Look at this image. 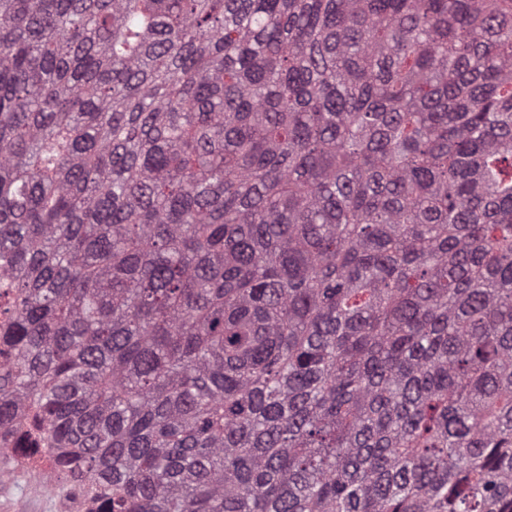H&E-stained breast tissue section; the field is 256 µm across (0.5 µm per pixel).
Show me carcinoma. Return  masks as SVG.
Wrapping results in <instances>:
<instances>
[{
    "instance_id": "1",
    "label": "carcinoma",
    "mask_w": 512,
    "mask_h": 512,
    "mask_svg": "<svg viewBox=\"0 0 512 512\" xmlns=\"http://www.w3.org/2000/svg\"><path fill=\"white\" fill-rule=\"evenodd\" d=\"M96 512H512V0H0V455Z\"/></svg>"
}]
</instances>
